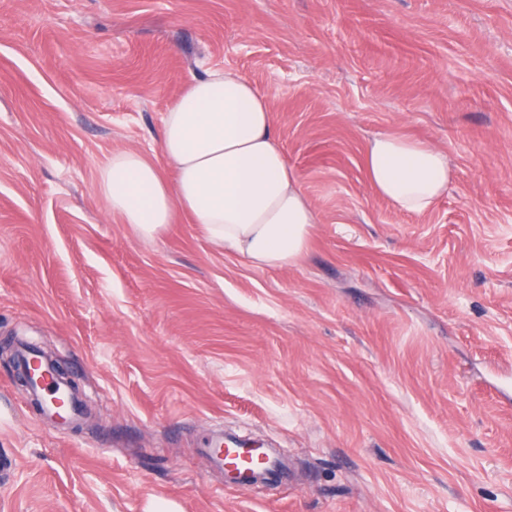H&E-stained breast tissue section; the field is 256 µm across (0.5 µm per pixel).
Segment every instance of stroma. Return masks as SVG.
Here are the masks:
<instances>
[{
    "mask_svg": "<svg viewBox=\"0 0 512 512\" xmlns=\"http://www.w3.org/2000/svg\"><path fill=\"white\" fill-rule=\"evenodd\" d=\"M229 69L318 213L261 268L97 187L174 171L164 113ZM448 154L426 214L371 188L368 140ZM45 347L90 413L47 428L0 362V512H512V0H0V340ZM231 432L290 476L236 486Z\"/></svg>",
    "mask_w": 512,
    "mask_h": 512,
    "instance_id": "obj_1",
    "label": "stroma"
}]
</instances>
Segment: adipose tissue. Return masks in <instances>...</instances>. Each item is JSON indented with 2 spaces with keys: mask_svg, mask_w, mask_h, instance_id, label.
Instances as JSON below:
<instances>
[{
  "mask_svg": "<svg viewBox=\"0 0 512 512\" xmlns=\"http://www.w3.org/2000/svg\"><path fill=\"white\" fill-rule=\"evenodd\" d=\"M160 145L174 181L136 150L113 153L100 170L98 189L122 223L152 238L182 211L212 242L264 268L306 251L317 212L265 97L244 77L224 69L192 82L165 112ZM365 167L374 192L412 214L431 210L452 174L446 151L395 131L370 139Z\"/></svg>",
  "mask_w": 512,
  "mask_h": 512,
  "instance_id": "obj_1",
  "label": "adipose tissue"
}]
</instances>
